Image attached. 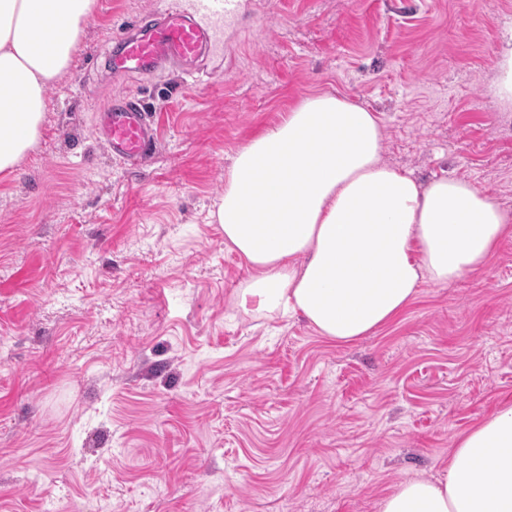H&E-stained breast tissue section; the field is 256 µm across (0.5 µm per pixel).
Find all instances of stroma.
Returning a JSON list of instances; mask_svg holds the SVG:
<instances>
[{
    "label": "stroma",
    "instance_id": "obj_1",
    "mask_svg": "<svg viewBox=\"0 0 512 512\" xmlns=\"http://www.w3.org/2000/svg\"><path fill=\"white\" fill-rule=\"evenodd\" d=\"M190 0H96L41 137L0 182V512H377L512 398V226L348 345L235 304L210 212L236 151L297 100L368 107L382 159L512 212V0H260L205 56L113 74L123 26ZM140 94L157 146L115 160L97 114ZM494 88L501 100L512 102V44L500 62Z\"/></svg>",
    "mask_w": 512,
    "mask_h": 512
}]
</instances>
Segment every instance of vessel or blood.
Wrapping results in <instances>:
<instances>
[{"instance_id": "b4317fda", "label": "vessel or blood", "mask_w": 512, "mask_h": 512, "mask_svg": "<svg viewBox=\"0 0 512 512\" xmlns=\"http://www.w3.org/2000/svg\"><path fill=\"white\" fill-rule=\"evenodd\" d=\"M192 13L178 10L142 21L120 32L112 70L121 76H146L173 68L184 76L198 73V63L216 45L243 9V0H191ZM100 128L115 158L135 164L155 143L150 114L138 96L114 95L100 113Z\"/></svg>"}]
</instances>
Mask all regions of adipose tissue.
<instances>
[{
	"label": "adipose tissue",
	"mask_w": 512,
	"mask_h": 512,
	"mask_svg": "<svg viewBox=\"0 0 512 512\" xmlns=\"http://www.w3.org/2000/svg\"><path fill=\"white\" fill-rule=\"evenodd\" d=\"M95 0H0V180L37 143L50 86ZM374 112L318 93L240 148L211 213L249 277L244 312L301 316L341 345L394 321L423 285L487 267L508 215L470 182L381 160ZM378 512H512V401L461 432L441 473L400 481Z\"/></svg>",
	"instance_id": "ef3b65f1"
}]
</instances>
